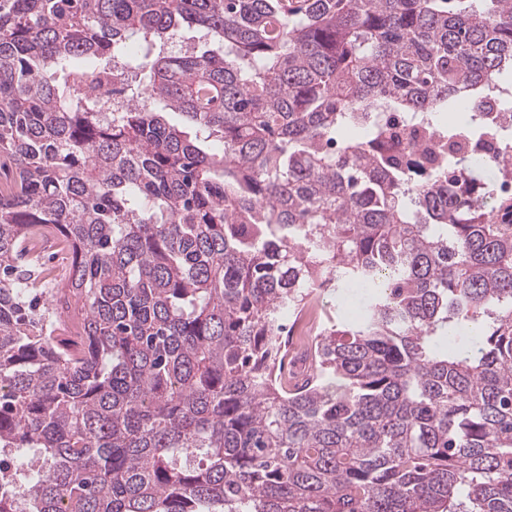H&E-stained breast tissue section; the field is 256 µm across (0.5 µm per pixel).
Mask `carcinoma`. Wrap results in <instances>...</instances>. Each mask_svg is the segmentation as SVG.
I'll list each match as a JSON object with an SVG mask.
<instances>
[{"label": "carcinoma", "instance_id": "1", "mask_svg": "<svg viewBox=\"0 0 512 512\" xmlns=\"http://www.w3.org/2000/svg\"><path fill=\"white\" fill-rule=\"evenodd\" d=\"M456 2L0 0V512H512V0ZM334 291L325 293L322 301V323L326 324L329 318L353 319L362 305L363 297L357 291L346 292V288H334ZM318 330V307L314 303L293 326L288 336V346L293 349L305 348Z\"/></svg>", "mask_w": 512, "mask_h": 512}]
</instances>
